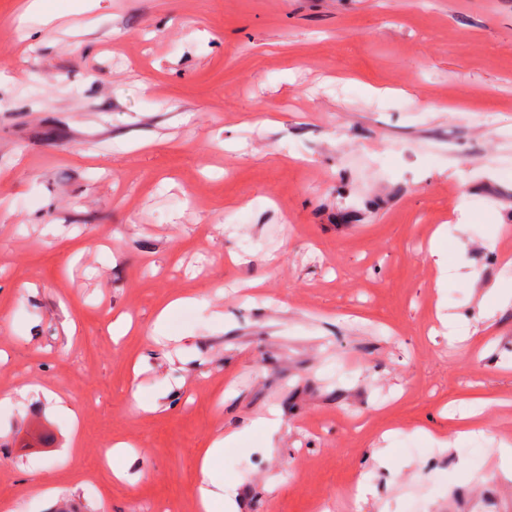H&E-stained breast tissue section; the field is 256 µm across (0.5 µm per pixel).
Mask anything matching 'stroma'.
<instances>
[{
	"instance_id": "1",
	"label": "stroma",
	"mask_w": 512,
	"mask_h": 512,
	"mask_svg": "<svg viewBox=\"0 0 512 512\" xmlns=\"http://www.w3.org/2000/svg\"><path fill=\"white\" fill-rule=\"evenodd\" d=\"M28 2L0 0V512H195L231 433L238 512H512V307L481 313L512 0Z\"/></svg>"
}]
</instances>
